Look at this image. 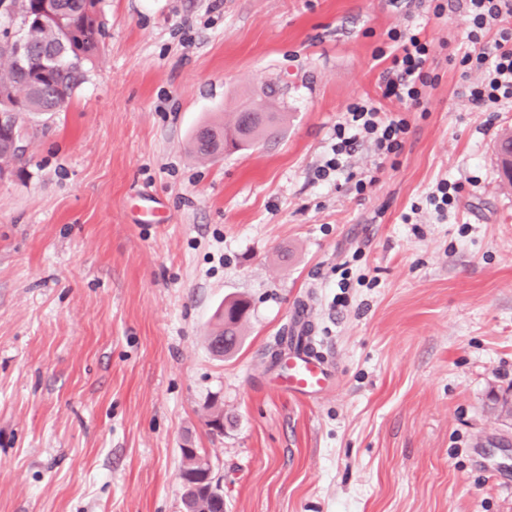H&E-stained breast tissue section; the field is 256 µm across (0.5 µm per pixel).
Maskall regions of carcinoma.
<instances>
[{"mask_svg":"<svg viewBox=\"0 0 512 512\" xmlns=\"http://www.w3.org/2000/svg\"><path fill=\"white\" fill-rule=\"evenodd\" d=\"M99 0H55L57 20L38 25L30 19L38 13L41 0H10L8 13L21 20L24 36L31 42L35 60L21 67L13 58L7 43L8 29L0 31V59L8 62V68L0 72V90L8 93V99L18 102L22 114L18 116L16 132L23 137L25 119L50 117L62 110L84 81L69 64V59L93 55L99 50L101 30L93 25H79L86 3ZM68 44L67 56L42 67L40 56L43 48ZM282 115L270 111L269 102L259 101L251 111L240 112L235 121L205 124L193 135L196 153L203 158H213L229 151H239L242 146L258 139L277 137ZM248 311L243 300H233L216 314L214 336L224 337V354L233 353L239 343L240 330Z\"/></svg>","mask_w":512,"mask_h":512,"instance_id":"1","label":"carcinoma"}]
</instances>
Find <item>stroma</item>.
Returning a JSON list of instances; mask_svg holds the SVG:
<instances>
[{
	"mask_svg": "<svg viewBox=\"0 0 512 512\" xmlns=\"http://www.w3.org/2000/svg\"><path fill=\"white\" fill-rule=\"evenodd\" d=\"M63 111L29 120L0 182V512H182V451L226 512H512V107L464 95L461 13L390 0H102ZM423 28L437 84L397 166L360 147L320 180L372 53ZM271 93L274 142L203 159L201 124ZM462 183L448 215L428 202ZM249 301L214 357L215 309ZM334 384L301 401L270 364L299 307ZM223 412L224 429L209 421ZM200 463L203 466V471L197 473V476L192 478L199 489H203L208 495L212 496L213 503L215 504L214 512H224V493L219 489H214L210 484L211 479V465L208 459L201 456ZM209 486V487H208ZM208 487V488H207Z\"/></svg>",
	"mask_w": 512,
	"mask_h": 512,
	"instance_id": "35a3bbf8",
	"label": "stroma"
}]
</instances>
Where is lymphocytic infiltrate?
<instances>
[{"instance_id": "f902f5d3", "label": "lymphocytic infiltrate", "mask_w": 512, "mask_h": 512, "mask_svg": "<svg viewBox=\"0 0 512 512\" xmlns=\"http://www.w3.org/2000/svg\"><path fill=\"white\" fill-rule=\"evenodd\" d=\"M434 16L447 10H462L469 22L470 47L458 59L466 79V95L474 107L497 109L512 105V0H418ZM388 48L373 54L385 68L381 75V98L396 103L397 111H382L380 100L363 99L346 108L337 123L334 142L317 179L342 175L360 143H369L381 162H395L410 130L407 114L422 108L427 88L435 81L429 46L421 29L392 31Z\"/></svg>"}]
</instances>
